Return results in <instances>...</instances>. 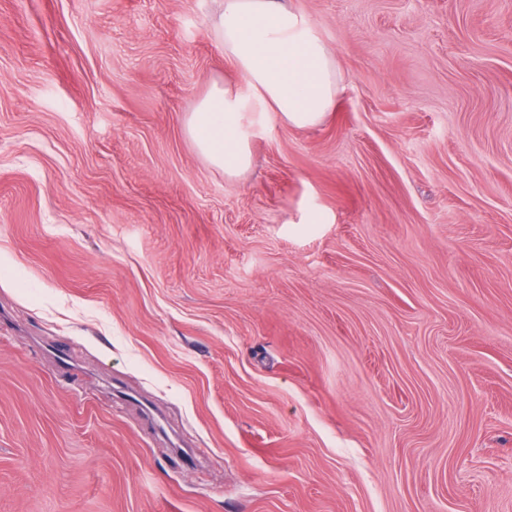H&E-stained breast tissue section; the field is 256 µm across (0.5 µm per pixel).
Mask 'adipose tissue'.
Masks as SVG:
<instances>
[{"mask_svg": "<svg viewBox=\"0 0 512 512\" xmlns=\"http://www.w3.org/2000/svg\"><path fill=\"white\" fill-rule=\"evenodd\" d=\"M212 29L240 80L213 83L189 112L186 131L204 161L235 177L251 163L247 112L314 126L336 105L338 70L320 29L282 0H222Z\"/></svg>", "mask_w": 512, "mask_h": 512, "instance_id": "1", "label": "adipose tissue"}]
</instances>
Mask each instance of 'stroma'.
<instances>
[{
  "instance_id": "obj_1",
  "label": "stroma",
  "mask_w": 512,
  "mask_h": 512,
  "mask_svg": "<svg viewBox=\"0 0 512 512\" xmlns=\"http://www.w3.org/2000/svg\"><path fill=\"white\" fill-rule=\"evenodd\" d=\"M317 126L216 0H0V512H512V0H287ZM212 29L237 83L214 82L186 119L209 165L235 177L251 163L247 112H275L286 125L320 123L336 105L338 70L320 29L280 0H222Z\"/></svg>"
}]
</instances>
